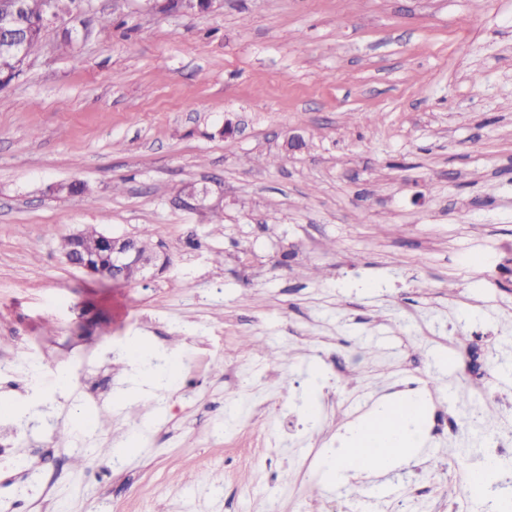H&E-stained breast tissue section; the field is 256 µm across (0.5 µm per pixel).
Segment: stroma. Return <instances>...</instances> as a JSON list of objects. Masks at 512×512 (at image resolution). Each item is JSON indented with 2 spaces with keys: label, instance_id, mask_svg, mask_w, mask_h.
I'll list each match as a JSON object with an SVG mask.
<instances>
[{
  "label": "stroma",
  "instance_id": "1",
  "mask_svg": "<svg viewBox=\"0 0 512 512\" xmlns=\"http://www.w3.org/2000/svg\"><path fill=\"white\" fill-rule=\"evenodd\" d=\"M68 27L73 53L49 29L0 90V359L118 372L99 405L52 372L35 394L0 386L50 455L0 486V512H141L157 482L158 512H482L458 439L339 483L324 461L408 373L426 413L470 391L512 430V0H92ZM72 181L86 193H52ZM188 184L208 190L198 209L172 203ZM90 225L154 229L166 269L106 285L73 268L63 242ZM133 339L174 368L136 397L145 363L111 355ZM279 404L302 430H281ZM84 411L99 421L79 450L65 432ZM131 438L113 465L104 449Z\"/></svg>",
  "mask_w": 512,
  "mask_h": 512
}]
</instances>
